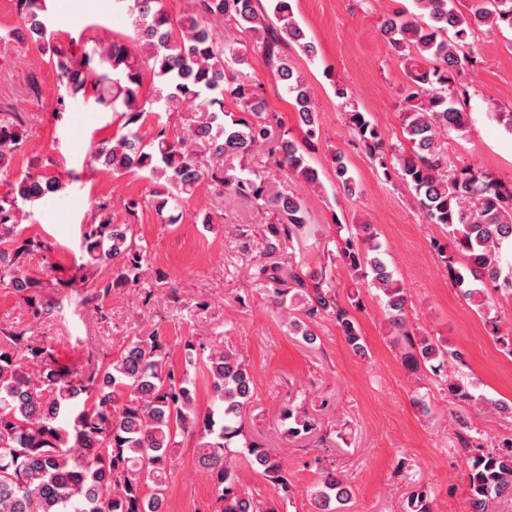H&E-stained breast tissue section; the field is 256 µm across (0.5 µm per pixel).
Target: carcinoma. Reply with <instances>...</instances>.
I'll return each mask as SVG.
<instances>
[{
	"label": "carcinoma",
	"instance_id": "cac0c4a2",
	"mask_svg": "<svg viewBox=\"0 0 512 512\" xmlns=\"http://www.w3.org/2000/svg\"><path fill=\"white\" fill-rule=\"evenodd\" d=\"M127 5L138 39L136 49L117 41L81 57L69 56L54 43L46 0H16L22 28L0 37L49 54L66 94L93 101L115 112L123 107L121 132L93 145L91 162L123 175L137 170L154 181L159 211L177 210L200 182L269 210L276 222L266 226V255L274 256L298 238L308 224L301 195L267 192L265 177L242 166L224 168V158L247 159L257 149L292 179L316 187L319 173L307 154L282 130L278 113L260 92L262 84L237 80L248 63L234 31L253 35L266 58L272 79L291 96L308 145L317 132L314 95L283 51L294 43L314 54L313 43L294 19L289 0H192V9L173 19L162 0H116ZM416 12L385 21L380 33L405 62L407 79L400 113L408 147L389 146L381 165L397 170L412 187L431 224L448 229L455 251L463 257L448 265L450 281L461 296L485 311L488 290L512 296V265H503V248L512 247V186H505L469 167L449 163L445 136L467 131L469 117L455 79L476 59L468 40L481 26L512 29V0H413ZM225 23L224 37L213 21ZM156 79L152 98L143 96V77ZM231 99L249 118L225 110ZM167 114L147 143L141 120L154 111ZM185 112L193 118L171 127ZM350 123L369 154L382 151L385 140L364 113L350 112ZM21 124L0 121V177L10 191L0 196V286L36 308L43 283L24 272L26 258L50 245L19 228L18 200H35L58 192L61 181L44 171L11 177L12 160L22 141ZM336 179L346 194H356L345 156L331 154ZM96 224L83 233L87 265H108L112 275L97 285L96 297L116 288L135 286L145 262L144 249L128 222L113 219L105 203ZM338 257L357 278L380 290L388 320L404 340L403 363L432 373L463 363L448 345L417 338L406 317L407 298L393 271L380 256L381 244L371 225L336 245ZM509 272H504V268ZM268 284L282 296L294 290L299 312L310 321L330 317L358 355L363 337L335 287L323 271L283 270L262 266ZM185 365L199 367L211 382L212 402L205 412L194 407L195 385L188 371L167 364L159 332L130 338L108 363L90 353L82 367L60 364L54 346L39 343L25 330L0 336V512H163L168 479L181 439L197 436L196 462L213 484L212 512H279L239 487L237 469L244 463L269 482L288 491V471L263 443L245 439L239 458L228 452L232 439L244 435V415L254 398V380L244 360L232 351L208 354L188 345ZM288 436L307 438L320 430L319 419L292 406L282 410ZM512 494V441L475 454L468 465L467 512H495L494 504ZM351 498L350 487L334 470H324L313 492L314 512H336ZM408 512H432L428 490L417 487L407 500Z\"/></svg>",
	"mask_w": 512,
	"mask_h": 512
}]
</instances>
